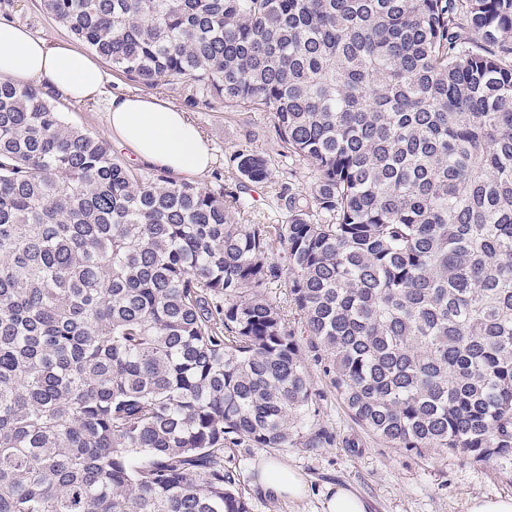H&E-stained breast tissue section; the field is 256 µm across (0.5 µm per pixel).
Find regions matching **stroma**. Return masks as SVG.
I'll return each instance as SVG.
<instances>
[{"mask_svg": "<svg viewBox=\"0 0 512 512\" xmlns=\"http://www.w3.org/2000/svg\"><path fill=\"white\" fill-rule=\"evenodd\" d=\"M26 28L33 36L70 41L69 32L46 13L42 0H0V20ZM104 95L95 101L65 100L64 119L102 140H111L108 97L116 92L140 93V86L102 63ZM189 119L208 141L213 161L198 186L219 190L234 187L237 178L227 164L240 146L249 145L266 157L272 182L249 185L242 192L250 207L230 211L237 224H273L278 220L275 191L284 170L271 118L264 112L228 109L221 104L188 110ZM311 399L293 445L264 450L249 441L224 449V467L234 473L236 489L249 501L251 512H322L324 495L336 486L349 489L368 505L369 512H468L472 499L512 497V465L476 462L452 453L420 456L393 448L356 422L334 387V370L326 356L304 351ZM331 434L330 445L307 447L315 433ZM285 461L300 472L308 491L300 499H279L262 493L253 483L260 456Z\"/></svg>", "mask_w": 512, "mask_h": 512, "instance_id": "35a3bbf8", "label": "stroma"}]
</instances>
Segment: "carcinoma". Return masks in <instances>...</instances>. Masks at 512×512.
I'll list each match as a JSON object with an SVG mask.
<instances>
[{
  "label": "carcinoma",
  "instance_id": "carcinoma-1",
  "mask_svg": "<svg viewBox=\"0 0 512 512\" xmlns=\"http://www.w3.org/2000/svg\"><path fill=\"white\" fill-rule=\"evenodd\" d=\"M43 2L140 87L269 113L292 168L233 224L0 76V512H251L224 445L288 447L311 396L284 276L369 432L512 464V0Z\"/></svg>",
  "mask_w": 512,
  "mask_h": 512
}]
</instances>
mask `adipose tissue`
<instances>
[{"instance_id": "ef3b65f1", "label": "adipose tissue", "mask_w": 512, "mask_h": 512, "mask_svg": "<svg viewBox=\"0 0 512 512\" xmlns=\"http://www.w3.org/2000/svg\"><path fill=\"white\" fill-rule=\"evenodd\" d=\"M0 75L20 85L48 86L73 100H96L104 88L94 56L67 42L33 37L6 21H0ZM108 127L137 157L176 178L199 177L211 162L207 141L185 112L156 96L113 94ZM256 482L275 497L298 499L306 492L302 474L274 457L260 458Z\"/></svg>"}]
</instances>
